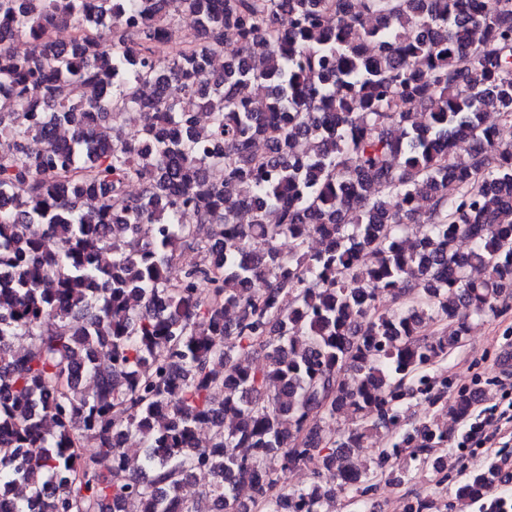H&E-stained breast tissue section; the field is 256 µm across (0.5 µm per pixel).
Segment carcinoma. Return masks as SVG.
I'll return each instance as SVG.
<instances>
[{"instance_id": "cac0c4a2", "label": "carcinoma", "mask_w": 512, "mask_h": 512, "mask_svg": "<svg viewBox=\"0 0 512 512\" xmlns=\"http://www.w3.org/2000/svg\"><path fill=\"white\" fill-rule=\"evenodd\" d=\"M175 21L188 40L159 57ZM489 112L512 126V0H0V496L323 512L402 484L399 457L447 481L448 431L408 409L476 419L478 395L435 368L512 300V144ZM181 245L202 264L174 269ZM255 350L269 364L239 361ZM300 467L305 488L288 483ZM508 481L485 461L444 508Z\"/></svg>"}]
</instances>
